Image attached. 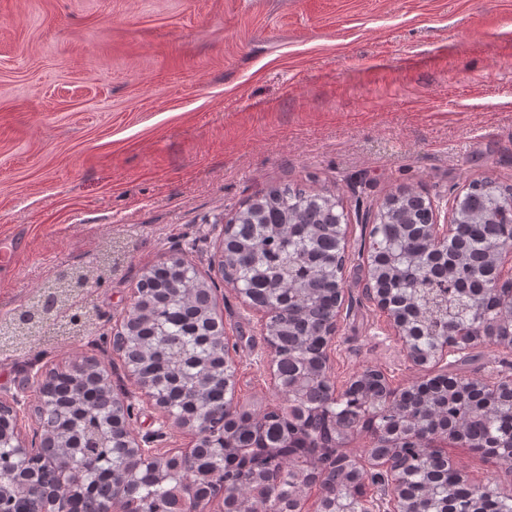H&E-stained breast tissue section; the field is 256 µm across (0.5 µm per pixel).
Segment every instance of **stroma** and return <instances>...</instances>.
Here are the masks:
<instances>
[{
    "label": "stroma",
    "mask_w": 512,
    "mask_h": 512,
    "mask_svg": "<svg viewBox=\"0 0 512 512\" xmlns=\"http://www.w3.org/2000/svg\"><path fill=\"white\" fill-rule=\"evenodd\" d=\"M512 185V0H0V318L85 274L25 347L0 350V396L112 348L144 267L179 253L217 281L238 402L280 404L257 317L220 285L219 241L279 184L333 193L348 214L344 314L331 354L405 387L408 361L364 290L365 211L411 189ZM512 494L494 460L446 450Z\"/></svg>",
    "instance_id": "35a3bbf8"
}]
</instances>
